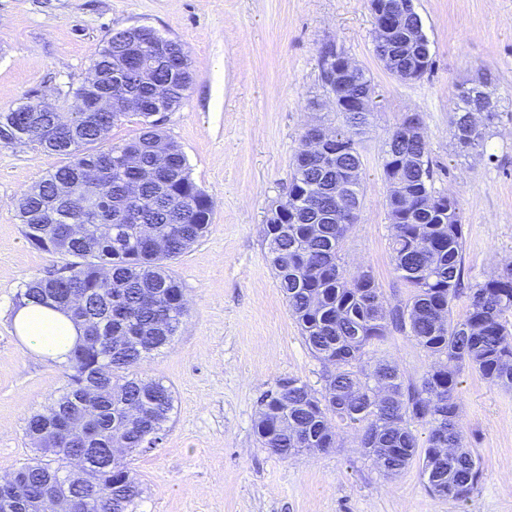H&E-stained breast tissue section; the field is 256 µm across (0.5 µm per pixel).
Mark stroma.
Returning <instances> with one entry per match:
<instances>
[{
  "label": "stroma",
  "instance_id": "1",
  "mask_svg": "<svg viewBox=\"0 0 512 512\" xmlns=\"http://www.w3.org/2000/svg\"><path fill=\"white\" fill-rule=\"evenodd\" d=\"M434 66L405 82L374 53L367 0H0V112L83 83L113 32L146 25L186 47L193 80L164 125L192 180L212 199L205 236L171 269L190 311L145 371L170 386L174 411L157 447L134 457L145 494L138 512H512V389L463 368L465 444L484 476L464 503L429 494L413 463L386 474L363 456L353 429L338 445L284 460L262 448L259 399L283 378L323 386L266 257L270 205L288 187L306 127L330 124L320 53L342 48L371 76L379 96L372 123L355 137L363 189L359 221L341 257L370 271L388 303L409 290L393 272L382 156L393 129L418 114L428 137L436 190L454 194L464 224L465 279L483 280L512 262V122L499 123L484 153H465L448 134L457 88L491 75L496 112L512 113V0H416ZM63 156L0 141V476L33 455L28 418L65 384L57 360L18 335L17 292L57 274L62 256L26 240L13 202ZM371 360L398 364L417 381L433 360L392 333Z\"/></svg>",
  "mask_w": 512,
  "mask_h": 512
}]
</instances>
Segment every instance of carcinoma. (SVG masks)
Masks as SVG:
<instances>
[{"instance_id":"carcinoma-1","label":"carcinoma","mask_w":512,"mask_h":512,"mask_svg":"<svg viewBox=\"0 0 512 512\" xmlns=\"http://www.w3.org/2000/svg\"><path fill=\"white\" fill-rule=\"evenodd\" d=\"M396 30L390 37L394 65L408 71L418 64L426 36L417 29L405 0H390ZM128 41L118 32L100 48L92 63L112 89L119 78L130 101L139 103L140 135L108 150L99 149V124L70 111L69 98L89 95L83 83L55 99L52 111L38 113L46 126L66 128L69 162L25 189L15 203L28 243L72 258L64 271L27 282L17 293L18 305H49L51 295L80 300L88 322L103 323L99 343L74 346L64 364L66 384L41 412L32 414L25 435L36 457L0 481V495L13 500L12 512L51 491L66 500L91 503V512H136L144 489L122 456L94 466L89 446L107 455L113 443L128 448L156 447L170 422L174 395L161 380L141 371L142 362L167 346L188 315L181 283L170 271L177 259L211 224L210 197L191 179L181 148L164 141L162 123L150 112L158 92L166 108L176 111L192 83L191 62L184 46L168 40L147 49L156 57L149 77L123 66ZM496 91L487 80L460 86L448 133L465 151L484 148L498 124L497 112L477 122L475 112ZM339 131L351 150L314 158L299 146L288 191L283 197L288 221L278 223L277 210L264 227L267 260L291 315L311 354L332 368L320 392L296 378L288 387L277 382L260 399L255 433L264 448L291 459L315 448L336 447L333 422L359 432L358 445L369 456L383 458L394 475L413 461L421 464L425 489L436 496L465 502L478 486L482 464L465 449L460 423L458 373L466 365L488 382L512 389V264L485 280L463 288V245L459 202L433 188L427 139L419 128L389 137L382 157L388 188L385 207L391 223V258L397 277L410 288L408 298L389 305L374 278L350 273L341 263V243L353 224L336 208V183L349 167L362 168L354 135L369 112H338ZM104 163V197L100 210L88 212L79 197L84 168ZM156 205L142 210L141 223L151 226L157 248L148 240L125 236L132 211L128 186ZM469 300L461 319L453 302ZM394 332L412 337L434 365L422 379L405 378L398 366L380 359L363 363L369 347ZM82 412L94 424L89 445L61 435L62 421ZM428 432L419 443L414 426ZM86 469V481H59L71 464Z\"/></svg>"}]
</instances>
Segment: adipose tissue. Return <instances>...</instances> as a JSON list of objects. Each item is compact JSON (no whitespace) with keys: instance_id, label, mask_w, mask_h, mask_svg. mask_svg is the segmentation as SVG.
Masks as SVG:
<instances>
[{"instance_id":"ef3b65f1","label":"adipose tissue","mask_w":512,"mask_h":512,"mask_svg":"<svg viewBox=\"0 0 512 512\" xmlns=\"http://www.w3.org/2000/svg\"><path fill=\"white\" fill-rule=\"evenodd\" d=\"M15 325L32 350L64 360L81 336L82 329L65 313L45 307L24 306L15 315Z\"/></svg>"}]
</instances>
